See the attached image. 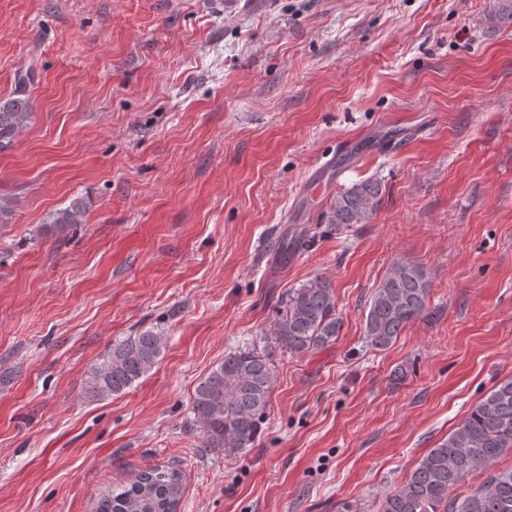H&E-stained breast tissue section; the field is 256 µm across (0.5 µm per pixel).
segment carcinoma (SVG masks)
Wrapping results in <instances>:
<instances>
[{
    "label": "carcinoma",
    "mask_w": 512,
    "mask_h": 512,
    "mask_svg": "<svg viewBox=\"0 0 512 512\" xmlns=\"http://www.w3.org/2000/svg\"><path fill=\"white\" fill-rule=\"evenodd\" d=\"M30 72L17 74L14 91L0 97V151L11 147L28 127L33 104ZM379 186L362 183L336 196L327 213L330 224H365L375 212ZM83 212L73 204L57 213L56 224H80ZM430 283L424 269L397 262L375 289L365 318V338L375 349L388 347L428 302ZM342 319L332 284L321 277L288 294L273 334L290 354L301 355L336 341ZM166 349L151 330L112 345L91 368L86 393L118 394L150 372ZM273 370L257 348H238L205 375L193 392V424L200 428L199 452L216 448L232 455L254 447L267 416ZM512 455V378L496 385L458 427L430 449L403 485L384 495L379 512H512V467L491 470L472 490L458 493L471 473ZM184 496L179 469L161 465L112 487L96 512H179Z\"/></svg>",
    "instance_id": "obj_1"
}]
</instances>
